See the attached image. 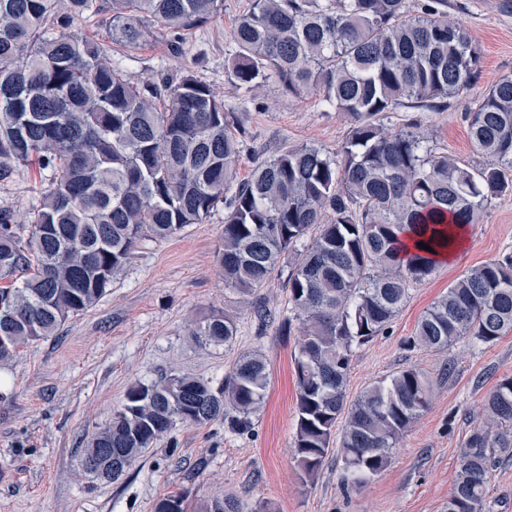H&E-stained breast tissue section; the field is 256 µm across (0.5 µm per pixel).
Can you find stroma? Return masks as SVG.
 Wrapping results in <instances>:
<instances>
[{
  "mask_svg": "<svg viewBox=\"0 0 512 512\" xmlns=\"http://www.w3.org/2000/svg\"><path fill=\"white\" fill-rule=\"evenodd\" d=\"M249 0H224L223 12L189 31L181 51L166 38L136 48L115 46L133 81L157 72L192 69L232 112L243 148L238 181L258 161L299 144L332 152L344 139L345 116L318 97L288 96L274 82L245 99L226 68L235 51L232 33ZM449 19L466 27L481 48L478 83L439 112L405 110L390 125L421 121L436 151L479 162L463 114L501 77L512 75V0H448ZM47 171L20 168L0 184V209L24 215L39 200ZM224 212L216 210L175 237L143 241L125 271L91 309L70 318L58 335L22 346L0 369V512H153L167 495L189 502L224 496L240 512L268 502L276 512H445L466 437L481 422L483 404L497 382L512 376V332L493 346L463 340L437 353L408 349L423 312L472 267L512 256V192L493 200L452 263L414 284L389 328L356 348L346 392L355 400L375 382L407 366L433 380L431 404L401 436L388 467L359 489L345 488L343 464L330 450L314 480L302 481L292 458L298 385L296 336L281 335L288 312L287 266L257 291L271 317L224 287L219 253ZM234 314L238 333L229 346H199L191 320L212 310ZM261 353L268 366L265 397L244 432L223 420L178 425L143 453L122 478L103 482L85 473L80 457L91 435L123 403L128 388L176 374L221 383L244 352Z\"/></svg>",
  "mask_w": 512,
  "mask_h": 512,
  "instance_id": "1",
  "label": "stroma"
}]
</instances>
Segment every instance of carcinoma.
Masks as SVG:
<instances>
[{"label":"carcinoma","mask_w":512,"mask_h":512,"mask_svg":"<svg viewBox=\"0 0 512 512\" xmlns=\"http://www.w3.org/2000/svg\"><path fill=\"white\" fill-rule=\"evenodd\" d=\"M223 8L224 0H0V181L34 160L51 173L22 219L0 210V277L35 263L21 285L0 288V367L95 305L142 240L173 237L222 206L225 287L251 296L291 259L289 311L302 320L291 451L302 478L319 473L342 419L344 481L360 487L386 469L428 409L432 380L408 366L349 403L354 350L388 329L411 287L453 246V227L480 223L512 190V75L464 113L474 150L488 158L464 164L427 146L421 126L384 123L402 109L445 106L477 82L481 49L448 19V0H251L227 66L237 88L250 94L275 78L289 94L315 95L343 113L348 131L332 154L295 145L237 186L241 140L210 84L191 71L134 83L111 46L71 33L100 15L115 43L165 35L177 46ZM22 224L30 225L25 239ZM407 233L414 242L403 256ZM237 331L225 311L190 326L204 347L228 346ZM509 331L512 257L456 279L406 344L443 353L465 338L491 346ZM268 377L263 356L248 352L217 387L189 374L136 383L88 441L81 467L116 481L179 424L223 419L243 432ZM511 449L509 376L465 441L447 512H486L496 455ZM185 502L165 496L154 512H187ZM238 510L222 497L193 507Z\"/></svg>","instance_id":"obj_1"}]
</instances>
